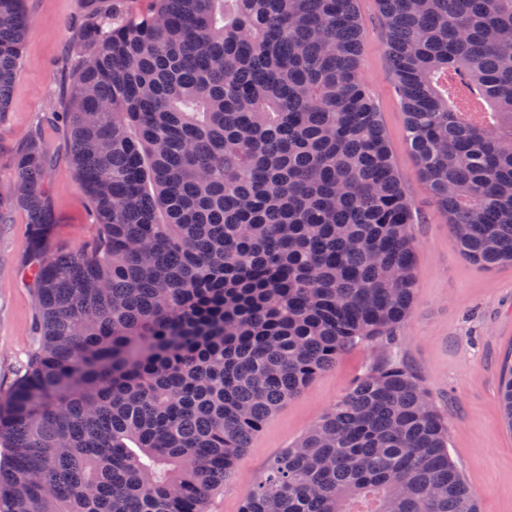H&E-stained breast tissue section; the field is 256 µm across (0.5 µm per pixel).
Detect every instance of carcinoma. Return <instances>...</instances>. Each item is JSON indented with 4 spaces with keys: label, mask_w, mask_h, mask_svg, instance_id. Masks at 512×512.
Masks as SVG:
<instances>
[{
    "label": "carcinoma",
    "mask_w": 512,
    "mask_h": 512,
    "mask_svg": "<svg viewBox=\"0 0 512 512\" xmlns=\"http://www.w3.org/2000/svg\"><path fill=\"white\" fill-rule=\"evenodd\" d=\"M112 0L63 112L92 240H52V127L14 155L40 342L0 401L4 512H207L269 415L392 345L415 215L356 0ZM406 140L461 252L512 262V0H380ZM31 19L0 0V114ZM512 428V360L502 369ZM242 512H479L397 356L268 465Z\"/></svg>",
    "instance_id": "obj_1"
}]
</instances>
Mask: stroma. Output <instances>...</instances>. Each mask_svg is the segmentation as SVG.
I'll use <instances>...</instances> for the list:
<instances>
[{
	"label": "stroma",
	"mask_w": 512,
	"mask_h": 512,
	"mask_svg": "<svg viewBox=\"0 0 512 512\" xmlns=\"http://www.w3.org/2000/svg\"><path fill=\"white\" fill-rule=\"evenodd\" d=\"M32 19L8 112L0 115V169L27 137L62 111L65 73L81 55L76 33L85 19L81 0H25ZM363 30L362 74L387 138L394 166L411 199L416 222L417 295L397 330V356L417 375L448 423V453L475 492L481 512H512V428L502 418V365L512 355V264L488 269L466 258L433 203L405 139L406 114L394 92L379 0H357ZM59 137L48 169L54 239L78 249L93 233L94 216ZM27 226L21 212L0 217V395L25 370L37 346L36 314L23 266ZM386 351L363 344L345 352L300 395L266 420L237 460L233 476L208 502V512H241L269 462L317 424L354 381Z\"/></svg>",
	"instance_id": "obj_1"
}]
</instances>
